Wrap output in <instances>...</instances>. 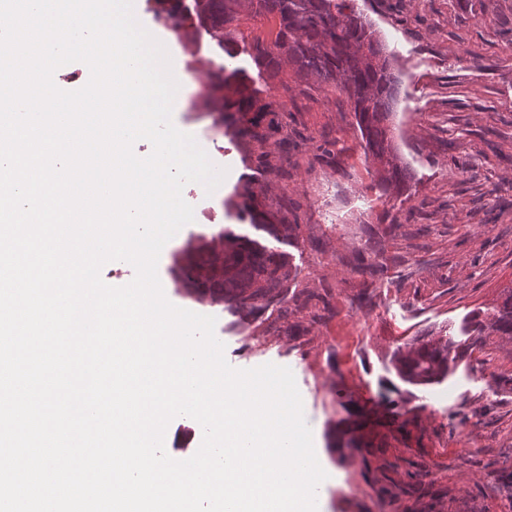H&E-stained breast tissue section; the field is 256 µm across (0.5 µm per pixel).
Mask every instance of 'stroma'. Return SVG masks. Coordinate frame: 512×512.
<instances>
[{
    "instance_id": "obj_1",
    "label": "stroma",
    "mask_w": 512,
    "mask_h": 512,
    "mask_svg": "<svg viewBox=\"0 0 512 512\" xmlns=\"http://www.w3.org/2000/svg\"><path fill=\"white\" fill-rule=\"evenodd\" d=\"M402 78L394 134L412 178L399 195L376 185L344 96L297 83L291 67L264 83L248 55L230 57L200 27L174 36L172 59L186 93L173 122L216 167L213 193L191 183L194 220L170 245L195 235L244 232L251 204L278 223L300 203L299 243L287 246L307 298L287 314L250 315L192 301L171 263L158 269L168 300L216 319L227 362L238 369L289 368L317 458L329 479L320 512H512V352L486 344L441 382L397 375L399 348L458 334L472 310L512 285V0H356ZM242 68L269 109L250 113L264 142L216 125L200 90L214 68ZM299 147L284 159L280 142ZM331 154L318 156L324 139ZM265 154L270 167L258 169ZM289 161V177L276 168ZM382 270L370 274L371 264ZM194 419L174 418L165 449L198 450Z\"/></svg>"
}]
</instances>
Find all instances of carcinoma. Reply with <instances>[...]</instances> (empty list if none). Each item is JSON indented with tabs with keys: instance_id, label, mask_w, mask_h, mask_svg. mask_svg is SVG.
<instances>
[{
	"instance_id": "obj_1",
	"label": "carcinoma",
	"mask_w": 512,
	"mask_h": 512,
	"mask_svg": "<svg viewBox=\"0 0 512 512\" xmlns=\"http://www.w3.org/2000/svg\"><path fill=\"white\" fill-rule=\"evenodd\" d=\"M164 5L174 28L188 21L212 32L224 51L239 50L240 15L271 17L276 21L275 36L268 42L250 44L247 54L258 69V77L272 80L280 74L283 62L293 68L295 79H310L333 86L350 102L365 142L364 151L380 164L378 185L382 191L403 190L410 169L398 153L391 136L390 120L397 103L400 78L394 71L387 46L372 24L355 6V0H158ZM250 79L233 70L213 76L203 95L217 98L225 88L236 87L240 100L249 102ZM250 226L274 240L285 243L299 237L298 224ZM223 256L220 259L200 251L176 261L175 277L184 287L202 296L224 290V301L242 313L276 308L288 300L292 267L284 253L246 234L222 230ZM467 341L448 337L443 342L426 341L410 356L394 355L398 376L413 385H428L448 376L451 366L477 344L491 336H512V287L503 289L500 301L473 313L464 328Z\"/></svg>"
}]
</instances>
